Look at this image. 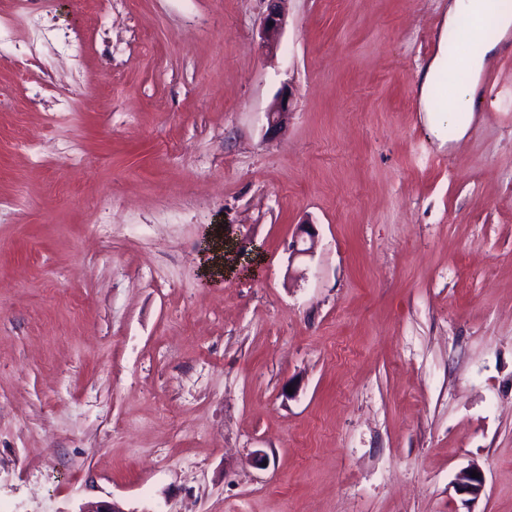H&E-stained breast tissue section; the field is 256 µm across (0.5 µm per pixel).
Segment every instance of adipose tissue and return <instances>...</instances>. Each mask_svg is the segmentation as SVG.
I'll use <instances>...</instances> for the list:
<instances>
[{
    "label": "adipose tissue",
    "mask_w": 512,
    "mask_h": 512,
    "mask_svg": "<svg viewBox=\"0 0 512 512\" xmlns=\"http://www.w3.org/2000/svg\"><path fill=\"white\" fill-rule=\"evenodd\" d=\"M472 18L483 23L494 22L499 29L497 39L479 40L477 48L466 55L470 78L457 85L449 102L436 99V79L446 75L454 66L447 44H440L437 53L420 75L418 98L421 112L431 132L440 139L448 135L464 136L475 111V98L481 72L494 60L504 40L512 35V11L505 9L502 0H448L445 26L451 27L462 19Z\"/></svg>",
    "instance_id": "adipose-tissue-1"
}]
</instances>
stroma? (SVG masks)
<instances>
[{
	"mask_svg": "<svg viewBox=\"0 0 512 512\" xmlns=\"http://www.w3.org/2000/svg\"><path fill=\"white\" fill-rule=\"evenodd\" d=\"M447 3L0 0V512H512V40L440 141ZM267 11L261 25L262 46L276 50L285 21V2L288 0H266ZM273 22V25H270ZM472 470H476L480 478H472ZM455 486L458 492L468 494L472 496V499H476L481 495L485 487L484 474L478 466L469 465L457 474Z\"/></svg>",
	"mask_w": 512,
	"mask_h": 512,
	"instance_id": "stroma-1",
	"label": "stroma"
}]
</instances>
